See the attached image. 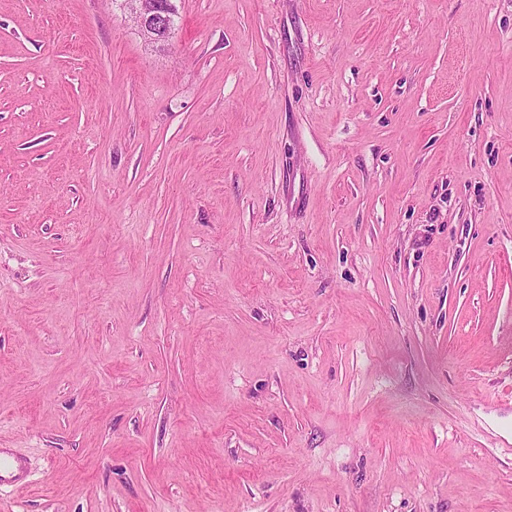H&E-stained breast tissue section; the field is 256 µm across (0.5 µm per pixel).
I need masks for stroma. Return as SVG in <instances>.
I'll return each mask as SVG.
<instances>
[{"label": "stroma", "instance_id": "stroma-1", "mask_svg": "<svg viewBox=\"0 0 512 512\" xmlns=\"http://www.w3.org/2000/svg\"><path fill=\"white\" fill-rule=\"evenodd\" d=\"M0 0V512H512V0ZM121 10L136 17L139 32L151 41H169L175 28L173 0H115ZM25 459L11 448H0V491L30 483Z\"/></svg>", "mask_w": 512, "mask_h": 512}]
</instances>
